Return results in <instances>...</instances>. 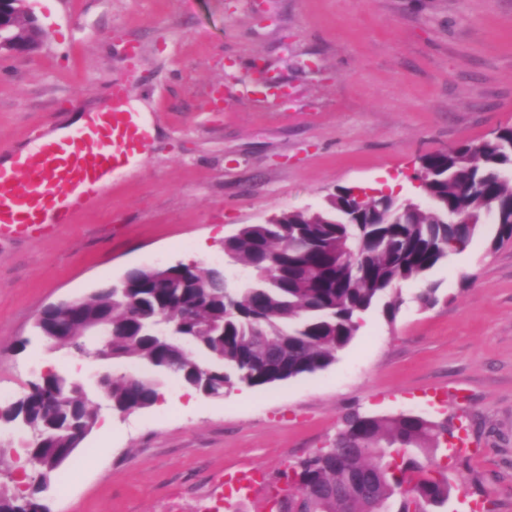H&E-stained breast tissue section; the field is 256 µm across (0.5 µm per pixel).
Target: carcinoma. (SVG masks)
Segmentation results:
<instances>
[{
  "label": "carcinoma",
  "instance_id": "cac0c4a2",
  "mask_svg": "<svg viewBox=\"0 0 512 512\" xmlns=\"http://www.w3.org/2000/svg\"><path fill=\"white\" fill-rule=\"evenodd\" d=\"M9 33L43 42L29 16L14 17ZM423 201L401 202L381 190L365 193L361 223H348L346 197L336 193L316 212H284L275 224H249L224 238V255L251 271L236 288L238 312L226 311L228 280L192 264L156 277L136 267L123 287L99 288L82 320L60 308L66 326L48 340L78 344L84 325L112 310V355L132 358L144 374L104 378L112 407L153 406L167 376L218 396L235 383L264 387L323 370L359 330L362 314L379 306L394 321L398 285L425 280L465 249L491 221L488 251L512 243V125L474 145L463 142L421 158ZM468 216L470 224L450 218ZM5 418L45 432L25 448L32 469L29 492L0 487V512H45L38 495L77 448L72 429L93 430L97 410L83 385L53 370L29 384ZM455 437L448 419L401 414H352L337 441L299 460L279 479L297 484L303 512H436L452 486L436 455Z\"/></svg>",
  "mask_w": 512,
  "mask_h": 512
}]
</instances>
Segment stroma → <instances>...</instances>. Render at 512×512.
I'll list each match as a JSON object with an SVG mask.
<instances>
[{"label": "stroma", "instance_id": "obj_1", "mask_svg": "<svg viewBox=\"0 0 512 512\" xmlns=\"http://www.w3.org/2000/svg\"><path fill=\"white\" fill-rule=\"evenodd\" d=\"M46 33L0 54V143L35 149L72 112L124 106L151 126L132 175L57 236L0 242V387L47 370L87 382L124 372L35 334L49 304L127 270L195 262L247 269L225 237L340 187L412 179L426 154L512 125V0H29ZM400 286L395 321L366 313L328 368L203 395L167 379L151 408L102 410L53 477L50 512H224L225 472L276 477L327 446L346 416L451 418L477 452L449 460L443 512L489 500L512 512V244L482 238ZM466 399L458 401L455 390ZM27 434L0 422V481L23 493Z\"/></svg>", "mask_w": 512, "mask_h": 512}]
</instances>
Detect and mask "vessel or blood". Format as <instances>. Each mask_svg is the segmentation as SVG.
<instances>
[{
    "instance_id": "vessel-or-blood-1",
    "label": "vessel or blood",
    "mask_w": 512,
    "mask_h": 512,
    "mask_svg": "<svg viewBox=\"0 0 512 512\" xmlns=\"http://www.w3.org/2000/svg\"><path fill=\"white\" fill-rule=\"evenodd\" d=\"M123 94L122 84L114 83L110 106L89 113L80 128L0 164V240L54 236L144 155L150 129L138 113L122 108Z\"/></svg>"
}]
</instances>
